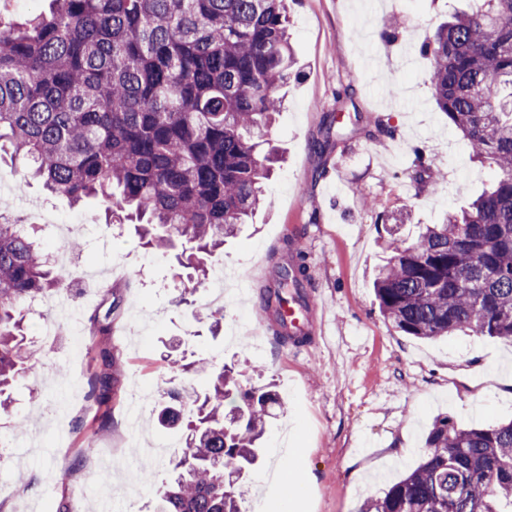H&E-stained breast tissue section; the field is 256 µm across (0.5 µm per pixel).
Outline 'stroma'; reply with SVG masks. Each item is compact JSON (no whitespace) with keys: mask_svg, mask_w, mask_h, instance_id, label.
<instances>
[{"mask_svg":"<svg viewBox=\"0 0 512 512\" xmlns=\"http://www.w3.org/2000/svg\"><path fill=\"white\" fill-rule=\"evenodd\" d=\"M465 0H288L296 73L280 93L285 107L269 133L283 160L264 185V203L235 238L217 251L210 277L233 267L241 279L272 281L303 237L309 286L329 316L324 334L293 350L272 332L255 333L246 291L214 302L206 284L188 288L162 253L145 249L134 225L105 228L96 204L69 206L39 182L0 187V209L40 227L45 249L56 222L78 220L67 250L75 289L67 294L80 317L122 299L108 336H82L83 353L62 314L24 319L42 357L13 382L0 412L10 447L0 512H149L167 476L142 450L157 438L181 443L186 425H158L168 389L203 391L198 374L184 379L179 357L235 365L243 383L274 380L281 397L266 433V457L245 487L259 512H359L425 457L435 419L481 427L512 420V344L455 333L435 341L398 332L375 301V269L389 256L390 235L412 238L417 225L443 223L492 184L495 170L470 161L460 132L439 111L427 80L422 44ZM397 38H387L392 17ZM400 92L386 93L387 84ZM386 132H378L377 123ZM443 180L417 188V156ZM371 197L377 208H366ZM224 329L213 332L215 314ZM102 347L121 361L109 407L84 411L87 380ZM148 386L139 429L127 425L134 384ZM84 424L87 433L75 427ZM301 448L297 493L266 476L284 448ZM112 463L100 491L81 493L88 473Z\"/></svg>","mask_w":512,"mask_h":512,"instance_id":"35a3bbf8","label":"stroma"}]
</instances>
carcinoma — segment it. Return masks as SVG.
Segmentation results:
<instances>
[{
	"mask_svg": "<svg viewBox=\"0 0 512 512\" xmlns=\"http://www.w3.org/2000/svg\"><path fill=\"white\" fill-rule=\"evenodd\" d=\"M425 42L435 102L494 185L442 224L391 242L374 277L380 313L400 332L456 331L512 341V0H468ZM285 0H51L50 15L0 22V159L24 161L53 194L99 200L140 225L146 245L201 275L206 260L264 202L277 160L267 134L294 62ZM33 224L0 212V396L38 350L21 334L24 302L69 285ZM259 310L276 313L288 281L308 279L290 244ZM121 308L89 318L111 331ZM87 397L112 399L119 365L100 352ZM192 396L195 420L169 460L155 512H242L246 480L281 399L224 365ZM426 458L359 512H512V421L462 428L444 416Z\"/></svg>",
	"mask_w": 512,
	"mask_h": 512,
	"instance_id": "carcinoma-1",
	"label": "carcinoma"
}]
</instances>
